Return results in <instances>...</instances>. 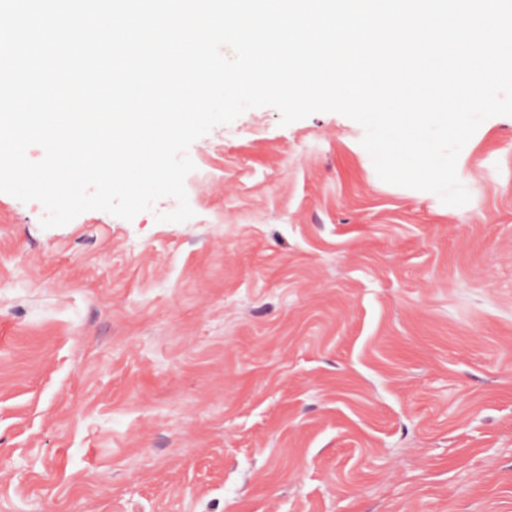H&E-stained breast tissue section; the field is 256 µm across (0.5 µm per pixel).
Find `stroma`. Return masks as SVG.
Listing matches in <instances>:
<instances>
[{"instance_id": "1", "label": "stroma", "mask_w": 512, "mask_h": 512, "mask_svg": "<svg viewBox=\"0 0 512 512\" xmlns=\"http://www.w3.org/2000/svg\"><path fill=\"white\" fill-rule=\"evenodd\" d=\"M363 134L249 109L179 223L0 193V512H512V116L460 207Z\"/></svg>"}]
</instances>
